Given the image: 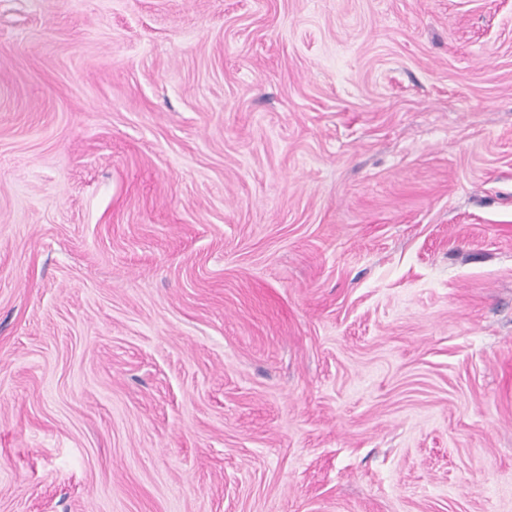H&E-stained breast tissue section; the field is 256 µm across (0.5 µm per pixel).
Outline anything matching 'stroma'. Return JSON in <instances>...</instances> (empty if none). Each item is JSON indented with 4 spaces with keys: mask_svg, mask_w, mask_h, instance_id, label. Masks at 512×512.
Wrapping results in <instances>:
<instances>
[{
    "mask_svg": "<svg viewBox=\"0 0 512 512\" xmlns=\"http://www.w3.org/2000/svg\"><path fill=\"white\" fill-rule=\"evenodd\" d=\"M0 512H512V0H0Z\"/></svg>",
    "mask_w": 512,
    "mask_h": 512,
    "instance_id": "1",
    "label": "stroma"
}]
</instances>
